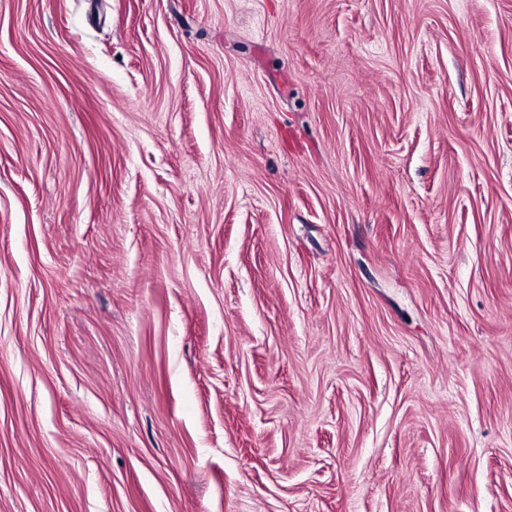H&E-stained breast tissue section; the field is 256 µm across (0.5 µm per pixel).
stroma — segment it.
I'll return each mask as SVG.
<instances>
[{
  "label": "stroma",
  "instance_id": "35a3bbf8",
  "mask_svg": "<svg viewBox=\"0 0 512 512\" xmlns=\"http://www.w3.org/2000/svg\"><path fill=\"white\" fill-rule=\"evenodd\" d=\"M0 512H512V0H0Z\"/></svg>",
  "mask_w": 512,
  "mask_h": 512
}]
</instances>
